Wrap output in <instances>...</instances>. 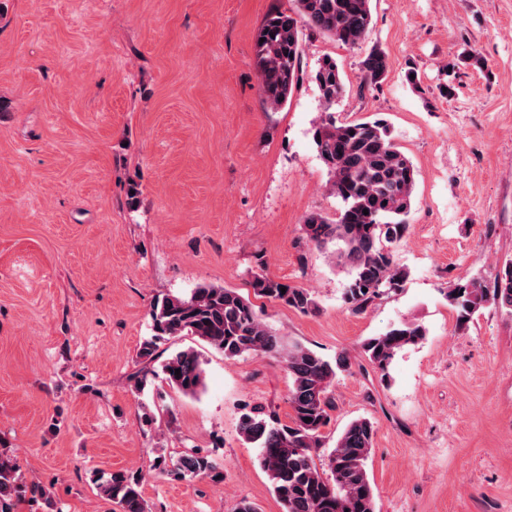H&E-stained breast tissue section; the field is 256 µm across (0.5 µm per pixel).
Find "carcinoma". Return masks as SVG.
<instances>
[{
	"instance_id": "1",
	"label": "carcinoma",
	"mask_w": 512,
	"mask_h": 512,
	"mask_svg": "<svg viewBox=\"0 0 512 512\" xmlns=\"http://www.w3.org/2000/svg\"><path fill=\"white\" fill-rule=\"evenodd\" d=\"M296 11L268 16L255 36L259 86L265 105L278 109L287 103L298 82L303 53L301 25L353 48L362 43L372 23L371 0H295ZM388 69L385 52L375 46L360 60L361 83L378 88ZM327 113L312 129V139L329 175L328 188L340 199L341 210L330 218L319 212L303 220L307 245L332 252L337 265L348 270L350 283L345 303L360 314L386 290L397 289L407 272L397 267L389 247L408 231L416 187L414 164L395 144L383 119L343 123L328 112L346 92V82L336 60L326 57L313 74ZM368 213H363V210ZM255 297L301 312L316 309L307 288L290 285L258 273L250 282ZM446 298L464 323L482 309L494 306L512 315V262L496 274L493 285L479 278H462L448 289ZM153 336L144 341L139 357L154 359L158 343L194 336L234 359L244 354L280 359L288 372L289 420L254 406L241 417L239 432L245 442L260 449V464L284 512H376L367 460L375 428L358 418L348 424L329 454L328 470L315 461L323 447L322 431L335 409L332 387L351 369L345 353L331 362L298 342H283L262 322L253 303L238 291L201 285L187 296L167 295L156 300L150 312ZM426 336L418 322H404L365 341L363 350L371 366L386 375L394 357ZM180 373H175V370ZM167 384L184 395L196 396L205 387L202 354L194 348L180 350L162 366ZM310 421H304V418ZM224 461L197 451L182 454L168 474L177 479H223ZM17 459L0 451V512H14L24 497L40 504L42 512H59L54 493L20 479ZM100 492L117 504L120 512H149L140 490V477L125 472L96 477Z\"/></svg>"
}]
</instances>
